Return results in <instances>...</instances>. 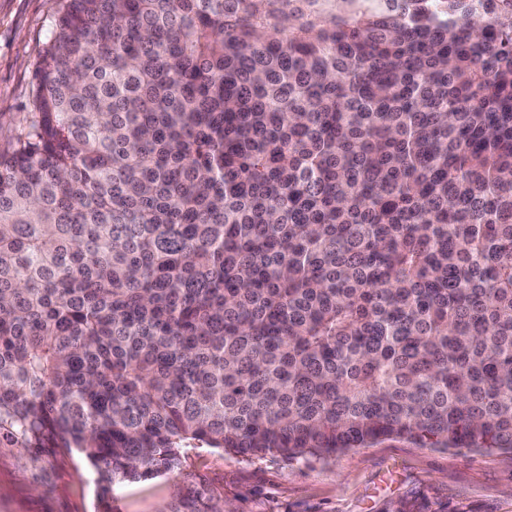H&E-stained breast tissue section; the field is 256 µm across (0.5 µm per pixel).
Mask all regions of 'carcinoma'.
<instances>
[{
  "label": "carcinoma",
  "instance_id": "cac0c4a2",
  "mask_svg": "<svg viewBox=\"0 0 512 512\" xmlns=\"http://www.w3.org/2000/svg\"><path fill=\"white\" fill-rule=\"evenodd\" d=\"M0 148V449L512 451V0H55ZM167 512H224L206 488Z\"/></svg>",
  "mask_w": 512,
  "mask_h": 512
}]
</instances>
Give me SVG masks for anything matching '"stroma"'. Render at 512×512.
<instances>
[{
    "label": "stroma",
    "mask_w": 512,
    "mask_h": 512,
    "mask_svg": "<svg viewBox=\"0 0 512 512\" xmlns=\"http://www.w3.org/2000/svg\"><path fill=\"white\" fill-rule=\"evenodd\" d=\"M54 8V0H0V146L28 109ZM186 484L204 485L232 512H512V453L394 441L287 463L208 449L189 454L181 471L117 484L112 512H166ZM98 510L96 474L81 456L46 472L0 450V512Z\"/></svg>",
    "instance_id": "stroma-1"
}]
</instances>
